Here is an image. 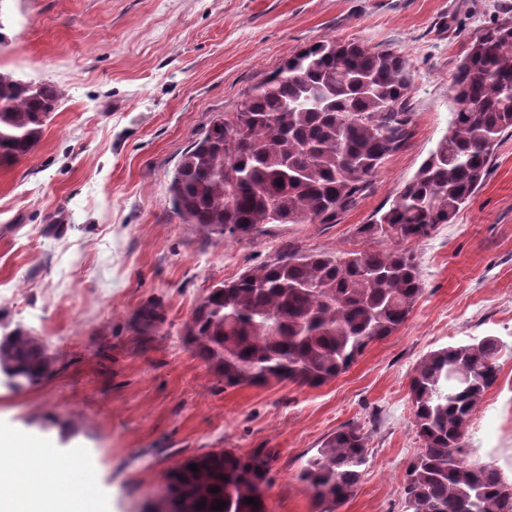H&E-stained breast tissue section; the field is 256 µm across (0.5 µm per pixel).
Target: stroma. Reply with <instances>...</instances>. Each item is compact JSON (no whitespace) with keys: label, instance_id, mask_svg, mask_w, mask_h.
I'll return each mask as SVG.
<instances>
[{"label":"stroma","instance_id":"obj_1","mask_svg":"<svg viewBox=\"0 0 512 512\" xmlns=\"http://www.w3.org/2000/svg\"><path fill=\"white\" fill-rule=\"evenodd\" d=\"M512 0H0V68L64 90L34 152L0 169V333L57 358L47 380L0 381V429L51 442L65 483L104 512H141L182 460L224 448L279 457L267 512H317L299 478L344 425L368 460L338 512H403L421 450L409 384L430 351L493 336L512 346V134L455 223L413 244L422 294L406 323L316 387L225 386L182 334L209 288L288 251L358 250L357 225L398 195L448 130L468 40ZM352 39L405 54L413 134L333 224H265L236 240L185 223L169 186L218 113L302 48ZM155 305L161 323L138 313ZM467 430L512 480V353ZM79 458L71 474V458Z\"/></svg>","mask_w":512,"mask_h":512}]
</instances>
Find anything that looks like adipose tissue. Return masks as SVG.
Returning a JSON list of instances; mask_svg holds the SVG:
<instances>
[{
	"mask_svg": "<svg viewBox=\"0 0 512 512\" xmlns=\"http://www.w3.org/2000/svg\"><path fill=\"white\" fill-rule=\"evenodd\" d=\"M53 446L0 431V512H94L96 491L63 483Z\"/></svg>",
	"mask_w": 512,
	"mask_h": 512,
	"instance_id": "obj_1",
	"label": "adipose tissue"
}]
</instances>
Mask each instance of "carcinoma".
<instances>
[{"label":"carcinoma","instance_id":"1","mask_svg":"<svg viewBox=\"0 0 512 512\" xmlns=\"http://www.w3.org/2000/svg\"><path fill=\"white\" fill-rule=\"evenodd\" d=\"M411 87L408 61L392 49L326 39L299 50L193 141L171 181L174 210L188 224L237 239L263 224L336 223L411 138ZM63 96L51 82L0 69V167L34 151ZM452 101L435 149L388 209L358 225L364 248L283 253L213 286L198 303L183 336L224 385H321L407 321L422 293L410 246L457 218L512 132V18L468 42ZM505 348L486 337L431 351L417 364L410 392L424 448L405 470L404 512H512V498L497 492L504 476L471 458L466 441ZM454 368L465 381L450 375ZM55 371L44 339L20 328L0 337V373L11 387ZM277 455L273 448L246 456L219 449L187 458L167 472L165 497L182 512H215L217 500L227 503L220 512H266ZM366 463L362 430L342 427L308 459L300 479L319 512H336L354 495ZM214 486L219 492L209 491Z\"/></svg>","mask_w":512,"mask_h":512}]
</instances>
